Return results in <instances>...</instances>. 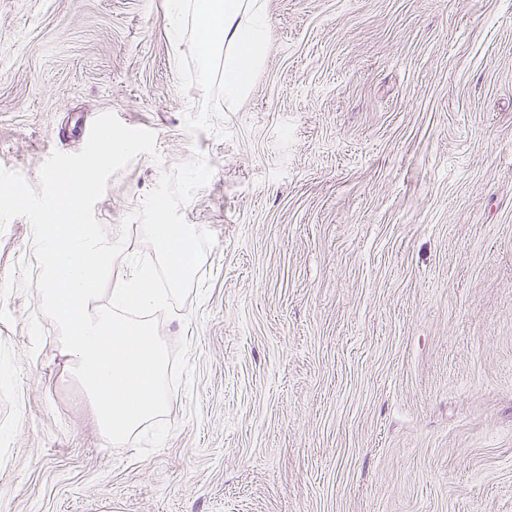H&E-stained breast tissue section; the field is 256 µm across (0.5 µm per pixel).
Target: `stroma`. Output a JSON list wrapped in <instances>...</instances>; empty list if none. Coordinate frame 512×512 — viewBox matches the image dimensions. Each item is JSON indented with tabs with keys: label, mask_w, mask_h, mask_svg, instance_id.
<instances>
[{
	"label": "stroma",
	"mask_w": 512,
	"mask_h": 512,
	"mask_svg": "<svg viewBox=\"0 0 512 512\" xmlns=\"http://www.w3.org/2000/svg\"><path fill=\"white\" fill-rule=\"evenodd\" d=\"M224 104L167 0H0V168L31 185L101 113L156 135L94 207L124 227L204 154L212 231L163 446L108 447L40 315L33 228L0 229V512H512V0H265Z\"/></svg>",
	"instance_id": "obj_1"
}]
</instances>
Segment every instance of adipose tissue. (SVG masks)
<instances>
[{
	"mask_svg": "<svg viewBox=\"0 0 512 512\" xmlns=\"http://www.w3.org/2000/svg\"><path fill=\"white\" fill-rule=\"evenodd\" d=\"M188 12L197 33L200 85L210 84L212 60L222 56L224 100L239 102L266 58L270 27L263 0H169L172 25H180Z\"/></svg>",
	"mask_w": 512,
	"mask_h": 512,
	"instance_id": "adipose-tissue-1",
	"label": "adipose tissue"
}]
</instances>
